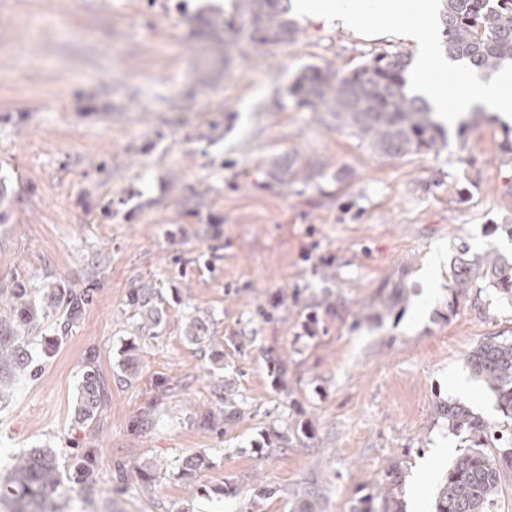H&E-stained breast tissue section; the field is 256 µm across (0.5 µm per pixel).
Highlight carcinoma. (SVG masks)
<instances>
[{
    "label": "carcinoma",
    "instance_id": "1",
    "mask_svg": "<svg viewBox=\"0 0 512 512\" xmlns=\"http://www.w3.org/2000/svg\"><path fill=\"white\" fill-rule=\"evenodd\" d=\"M441 51L452 61H462L477 72L493 73L512 64V0H442ZM289 0H236L234 16L224 24V54L243 37L261 44L280 45L295 40L297 25L289 16ZM408 54L385 53L358 64L350 70L308 65L296 78L289 92L298 104L313 111L326 112L336 123L367 139L375 150L390 157L439 151L445 130L436 120L428 102L408 93ZM313 179L319 175L306 163L297 170L281 174L288 184L298 176ZM452 301L448 311L472 289L491 290L512 302V260L493 250L472 254L468 246L450 267ZM26 281L14 282L9 291L10 314H0V399L11 387V377L26 370L32 354L26 338L39 325L41 311L36 296ZM44 305L63 311L66 327L90 301L87 288L41 289ZM157 289L134 288L127 305L132 316L151 322L155 329L162 323V311L156 305ZM188 342L204 346L209 340L208 319L188 317L184 328ZM77 398L75 417L86 423L95 418L108 397V386L96 365V351L90 350ZM472 374L496 398L503 418L512 422V336H486L466 354ZM224 408L199 414L200 424L214 429L238 417L241 411L229 394ZM448 421V430L469 441L441 478L434 512H490L499 491L504 469H512V430L499 436L497 452L485 451L495 426L459 402L442 401L437 407ZM203 464L200 455H188L175 461L178 474L191 479ZM69 480L84 493V500L96 502L98 453L88 448L75 456L67 468ZM63 474L58 457L50 450L33 449L14 459L9 479L0 484V503L11 512H55L48 499L62 495Z\"/></svg>",
    "mask_w": 512,
    "mask_h": 512
}]
</instances>
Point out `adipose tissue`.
Segmentation results:
<instances>
[{"label": "adipose tissue", "mask_w": 512, "mask_h": 512, "mask_svg": "<svg viewBox=\"0 0 512 512\" xmlns=\"http://www.w3.org/2000/svg\"><path fill=\"white\" fill-rule=\"evenodd\" d=\"M294 7L316 21H338L351 29H405L418 46L410 73L414 94L426 99L437 112L447 111L452 102L462 112L478 103L503 120L512 121V74L483 80L466 73L456 88L448 87L444 78L448 62L439 53L432 21L435 0H294Z\"/></svg>", "instance_id": "ef3b65f1"}]
</instances>
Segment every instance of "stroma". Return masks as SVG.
Wrapping results in <instances>:
<instances>
[{"instance_id":"obj_1","label":"stroma","mask_w":512,"mask_h":512,"mask_svg":"<svg viewBox=\"0 0 512 512\" xmlns=\"http://www.w3.org/2000/svg\"><path fill=\"white\" fill-rule=\"evenodd\" d=\"M232 12V0H0V309L17 280L92 292L67 332L49 307L31 336L33 363L0 402V480L30 449L67 462L93 448L112 512H294L307 497L316 512H365L390 472L398 512L415 494L432 512L452 460L431 450L465 448L439 402L466 379L464 405L503 421L465 355L512 336V304L486 290L449 310L444 278L415 312L434 257L450 268L463 242L512 257L503 122L463 113L439 152L383 156L288 88L306 65L349 69L415 53L412 41L300 15L296 41L228 54L216 34ZM308 159L319 177L275 179ZM400 281L408 300L381 307ZM142 285L159 292L152 332L127 305ZM199 312L220 363L183 338ZM92 349L104 380L125 349L138 373L81 425ZM160 376L178 389L158 406ZM222 379L243 417L208 429L195 412L220 407ZM187 454L204 458L191 481L174 467ZM146 463L158 478L144 488ZM227 482L234 496L217 493Z\"/></svg>"}]
</instances>
